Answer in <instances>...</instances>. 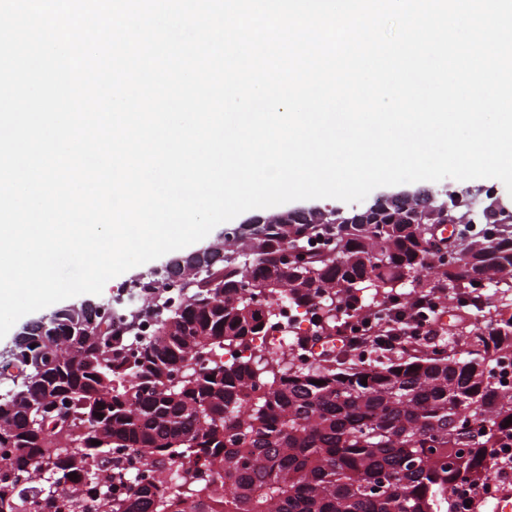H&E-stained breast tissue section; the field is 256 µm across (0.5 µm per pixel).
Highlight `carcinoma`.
I'll list each match as a JSON object with an SVG mask.
<instances>
[{
	"mask_svg": "<svg viewBox=\"0 0 512 512\" xmlns=\"http://www.w3.org/2000/svg\"><path fill=\"white\" fill-rule=\"evenodd\" d=\"M367 220L224 238L207 265L174 271L187 296L146 339L92 307L54 311L26 346L50 348L52 364L25 365L0 398V512L30 487L27 512H467L448 492L496 476L494 449L512 448V388L495 372L512 352V231L455 256L434 240L451 221L437 206ZM425 269L457 309L475 283L491 291L469 346L329 348L307 365L299 335L256 349L281 301L328 343L341 316L410 305ZM227 349L243 357L220 360Z\"/></svg>",
	"mask_w": 512,
	"mask_h": 512,
	"instance_id": "obj_1",
	"label": "carcinoma"
}]
</instances>
